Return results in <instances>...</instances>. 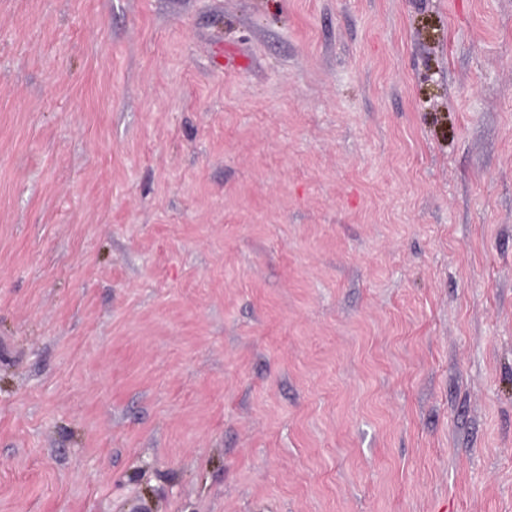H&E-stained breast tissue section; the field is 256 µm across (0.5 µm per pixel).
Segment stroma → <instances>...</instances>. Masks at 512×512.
Returning a JSON list of instances; mask_svg holds the SVG:
<instances>
[{"label":"stroma","instance_id":"obj_1","mask_svg":"<svg viewBox=\"0 0 512 512\" xmlns=\"http://www.w3.org/2000/svg\"><path fill=\"white\" fill-rule=\"evenodd\" d=\"M0 512H512V0H0Z\"/></svg>","mask_w":512,"mask_h":512}]
</instances>
